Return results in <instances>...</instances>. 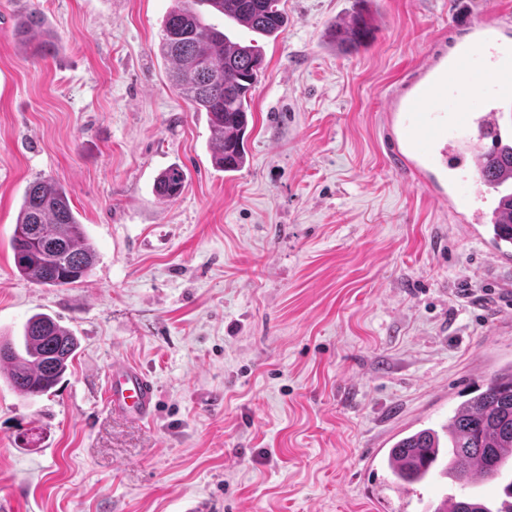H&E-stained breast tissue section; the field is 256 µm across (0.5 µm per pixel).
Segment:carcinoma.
Returning <instances> with one entry per match:
<instances>
[{
  "label": "carcinoma",
  "mask_w": 512,
  "mask_h": 512,
  "mask_svg": "<svg viewBox=\"0 0 512 512\" xmlns=\"http://www.w3.org/2000/svg\"><path fill=\"white\" fill-rule=\"evenodd\" d=\"M164 19L159 51L170 64L169 81L176 93L197 112L207 114L210 150L218 171L234 172L245 162L244 137L249 124L250 91L263 69L262 46L232 41L223 31L203 22L207 7L263 38H276L288 17L281 0H174ZM372 34L369 18L356 14L338 23L328 36L336 46L355 49ZM16 35L33 60L55 51L44 16L30 9ZM187 176L177 166L162 172L154 192L174 201ZM11 246L19 274L38 285L66 287L85 279L96 257L83 224L75 217L66 188L51 179H37L25 190ZM78 341L52 316L30 317L19 341L0 342V372L25 397L49 393L74 359ZM512 458V363L500 369L453 409L440 427L409 432L393 443L383 464L401 487L425 484L438 474L451 481H469L471 467L482 466L484 477L497 478ZM501 503L480 508L463 505L454 512H512V483Z\"/></svg>",
  "instance_id": "obj_1"
}]
</instances>
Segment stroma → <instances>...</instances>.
I'll return each instance as SVG.
<instances>
[{"mask_svg": "<svg viewBox=\"0 0 512 512\" xmlns=\"http://www.w3.org/2000/svg\"><path fill=\"white\" fill-rule=\"evenodd\" d=\"M283 3L246 162L224 173L158 53L172 0H0V339L46 313L79 342L51 394L0 378V496L19 512H427L447 492L399 494L379 451L512 360V262L401 168L384 114L488 8L512 49V0ZM32 6L57 45L36 62L16 36ZM359 11L372 40L336 48L330 26ZM172 165L187 185L167 202L153 185ZM38 178L95 246L82 283L15 268ZM119 360L154 380L151 419L106 408Z\"/></svg>", "mask_w": 512, "mask_h": 512, "instance_id": "35a3bbf8", "label": "stroma"}]
</instances>
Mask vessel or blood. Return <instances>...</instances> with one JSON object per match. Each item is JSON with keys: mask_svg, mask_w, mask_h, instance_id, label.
<instances>
[{"mask_svg": "<svg viewBox=\"0 0 512 512\" xmlns=\"http://www.w3.org/2000/svg\"><path fill=\"white\" fill-rule=\"evenodd\" d=\"M474 58L467 50L425 63L419 79L387 113L395 155L408 169L427 172L443 202L459 193L470 171L489 176L501 197L512 196V118L479 105L488 92L512 91V57L499 58L494 83L478 80L453 92L459 75L472 71ZM103 399L112 414L143 421L153 417L158 395L143 369L117 361Z\"/></svg>", "mask_w": 512, "mask_h": 512, "instance_id": "1", "label": "vessel or blood"}]
</instances>
